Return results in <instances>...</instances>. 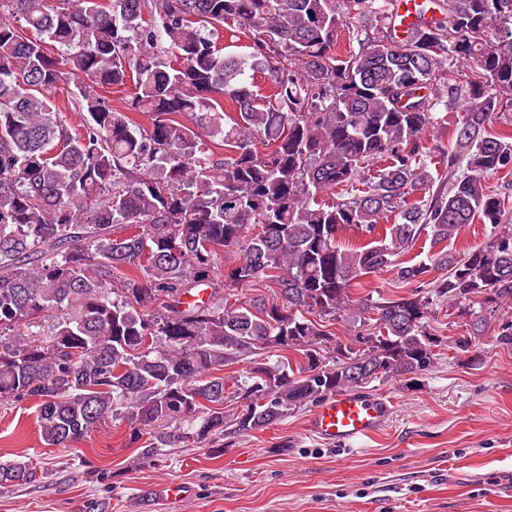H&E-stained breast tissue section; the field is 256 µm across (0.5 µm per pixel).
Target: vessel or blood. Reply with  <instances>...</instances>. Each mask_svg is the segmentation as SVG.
<instances>
[{
	"label": "vessel or blood",
	"instance_id": "b4317fda",
	"mask_svg": "<svg viewBox=\"0 0 512 512\" xmlns=\"http://www.w3.org/2000/svg\"><path fill=\"white\" fill-rule=\"evenodd\" d=\"M385 402L353 394H341L326 400L314 413L310 428L326 442L346 443L369 437L383 424Z\"/></svg>",
	"mask_w": 512,
	"mask_h": 512
}]
</instances>
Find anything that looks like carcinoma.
I'll return each instance as SVG.
<instances>
[{"label":"carcinoma","instance_id":"cac0c4a2","mask_svg":"<svg viewBox=\"0 0 512 512\" xmlns=\"http://www.w3.org/2000/svg\"><path fill=\"white\" fill-rule=\"evenodd\" d=\"M438 8L427 21L421 0L401 39L393 0H0V400L40 401L54 448L110 417L134 432L176 426L154 433L149 457L413 379L436 360L433 306L512 302V228L484 187L512 169V127L488 130L512 104V0ZM343 28L359 51L337 50ZM226 33L249 52L224 53ZM467 62L479 80L463 79ZM66 84L88 114L77 127L57 105ZM443 102L464 111L451 151L427 141ZM476 217L493 228L483 248L435 250ZM351 227L369 241L341 247ZM424 233L429 262L402 260ZM434 267L447 273L428 291L352 297L361 277L420 282ZM260 278L276 298L229 302ZM352 306L369 333L359 349L336 344L329 364L321 320ZM40 319L51 344L15 338ZM482 327L452 345L469 353ZM494 338L512 348V320ZM287 350L301 360L261 358ZM252 355L226 392L214 371ZM228 395L243 401L229 423ZM35 477L29 461L0 463L1 486Z\"/></svg>","mask_w":512,"mask_h":512}]
</instances>
